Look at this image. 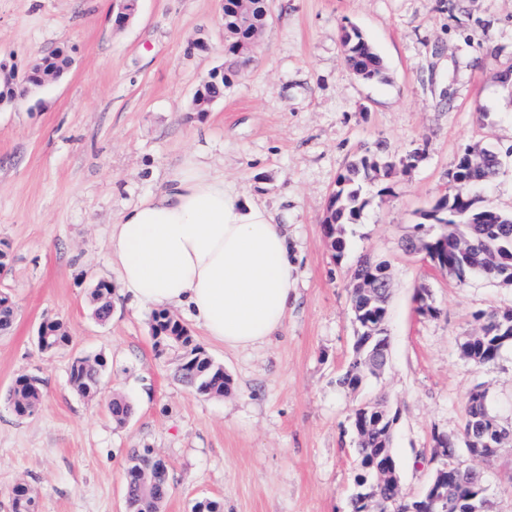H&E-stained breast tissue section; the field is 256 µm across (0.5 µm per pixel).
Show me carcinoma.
Segmentation results:
<instances>
[{
  "label": "carcinoma",
  "mask_w": 512,
  "mask_h": 512,
  "mask_svg": "<svg viewBox=\"0 0 512 512\" xmlns=\"http://www.w3.org/2000/svg\"><path fill=\"white\" fill-rule=\"evenodd\" d=\"M248 37L235 25L224 30L223 71L232 74L239 63V42ZM341 45L344 61L353 74L363 82L371 83L384 78L385 65L382 57L368 38L357 28L342 29ZM58 64L55 53L41 58L26 75L23 87H16L12 93L22 97L31 89L42 84L44 62ZM483 161L471 166L460 156L451 178L457 182L435 201L424 219H432L435 227L431 233L423 235L426 250L437 254L441 263L447 265L445 271L463 281L468 276L480 274L497 284L512 278V213L491 207H477L469 190L486 184L499 173V153L479 143ZM385 147L379 143L375 149H365L351 161L338 175L336 191L332 194L322 219L331 225L336 240L333 251L341 258L348 247L346 226L356 223L368 203L367 189L376 182L391 177L396 165L383 159ZM93 313L105 320L112 311V283L99 282L91 292ZM482 332L467 336L460 344L461 355L469 362L485 366L494 363L502 350L512 346V314L497 309L481 312ZM15 323L13 301L9 294L0 292V332L11 331ZM44 334L37 337V347L45 353L56 352L69 343V336L62 322L47 318L41 323ZM152 335L158 351L180 348L185 354L180 365L182 380L197 391L209 395L224 394L229 384L223 366L215 363L196 347H191L192 336L182 322L162 309L153 313ZM383 338L367 336L362 327H355L353 348L371 355L377 341ZM106 359L101 355L77 357L70 366V384L80 394L93 397L97 394ZM9 401L15 414L26 417L35 414L42 403V380L33 375L18 376L10 390ZM373 403L362 404L353 416L355 428L356 471L388 447L382 431L376 427L368 430L359 428V420L371 414ZM112 419L125 423L131 416L130 403L123 396H116L109 402ZM491 414L487 397L475 391L467 400V420L463 430L454 437L437 435L436 445L443 449L448 466L452 468L449 483L453 487L457 512H482V499L485 492L484 473L475 468H462L455 463L459 448H486L493 456L512 437V430L495 424L489 429ZM156 454L149 448H133L129 452L125 467V494L127 512H160L169 492V471L159 469ZM353 512H412L422 504L419 497L396 495L390 483L383 479L377 484L372 503L367 504L357 496H351ZM12 512H38L37 497L31 486L25 482L15 484L11 489Z\"/></svg>",
  "instance_id": "obj_1"
}]
</instances>
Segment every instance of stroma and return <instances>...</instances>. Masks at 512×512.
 <instances>
[{"label":"stroma","mask_w":512,"mask_h":512,"mask_svg":"<svg viewBox=\"0 0 512 512\" xmlns=\"http://www.w3.org/2000/svg\"><path fill=\"white\" fill-rule=\"evenodd\" d=\"M114 0H0V58L26 66L64 46L74 63L37 96L0 108V242L10 262L0 290L15 303L0 334V512L28 482L39 512H127L124 468L150 448L169 469L162 512H351L355 436L351 415L380 399L396 413L394 446L403 491L421 494L432 474L434 434H458L474 389L512 426V348L485 367L466 361L463 337L477 313L512 307V288L473 275L458 281L407 252L422 214L448 185L464 149L500 154L479 203L512 211V0H269V23L251 68L224 86L223 101L196 111L201 79L223 59L219 0H139L131 23H111ZM363 31L386 65L379 83L344 63L342 27ZM205 39L209 52L193 47ZM416 165L370 187L335 258L321 220L339 173L364 147ZM191 162L223 172L242 202L264 203L287 225L296 265L294 301L270 340L230 349L189 313L173 315L230 382L210 396L178 377L179 350L157 352L153 307L118 286L110 224ZM388 265L389 359L360 391L336 379L352 356L349 283L358 259ZM112 282V315L99 321L90 293ZM427 288L439 314L419 316ZM48 317L69 346L37 348ZM107 358L99 392L69 383L78 356ZM41 378L43 402L27 418L7 393L16 377ZM132 415L112 419L113 396ZM481 467L489 512H512V444Z\"/></svg>","instance_id":"obj_1"}]
</instances>
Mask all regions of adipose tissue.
<instances>
[{
  "label": "adipose tissue",
  "mask_w": 512,
  "mask_h": 512,
  "mask_svg": "<svg viewBox=\"0 0 512 512\" xmlns=\"http://www.w3.org/2000/svg\"><path fill=\"white\" fill-rule=\"evenodd\" d=\"M112 265L132 300L187 310L206 336L237 349L280 330L295 266L286 226L242 206L221 173H175L112 224Z\"/></svg>",
  "instance_id": "ef3b65f1"
}]
</instances>
